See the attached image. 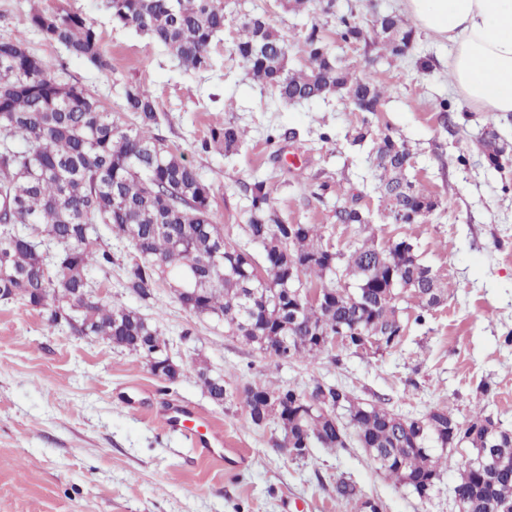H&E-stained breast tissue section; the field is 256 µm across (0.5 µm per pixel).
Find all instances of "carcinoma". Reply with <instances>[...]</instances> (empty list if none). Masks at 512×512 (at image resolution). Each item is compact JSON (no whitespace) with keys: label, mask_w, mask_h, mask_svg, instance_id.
Returning <instances> with one entry per match:
<instances>
[{"label":"carcinoma","mask_w":512,"mask_h":512,"mask_svg":"<svg viewBox=\"0 0 512 512\" xmlns=\"http://www.w3.org/2000/svg\"><path fill=\"white\" fill-rule=\"evenodd\" d=\"M106 9L114 26L149 36L185 70L212 69L210 45L224 31V0H106ZM337 22L343 42L379 43L396 60L407 55L415 39L414 29L394 13L378 15L369 27L352 10ZM29 24L97 71H111L94 23L82 15L35 9ZM304 46L308 69H289L285 37L263 17L245 13L232 51L250 78L282 103L341 92L358 112L379 109L382 90L371 74L343 67L317 26H311ZM124 101L134 116L128 125L115 120L90 89L61 81L22 38L0 39L1 300L19 299L32 307L43 296L46 305L39 311L47 315L49 329L66 325L77 336L101 338L129 352L141 353L145 341L173 345L138 310L97 294L98 274L118 261L112 244L104 241L107 233L130 250L122 287L131 295L146 302L164 282L181 308L223 324L283 362L313 363L333 350L337 338L342 347L365 352L357 337H338L354 326L371 335L369 347L396 349L406 333L399 303L413 302L414 323L422 325L442 302L445 289L410 252L409 237L384 249L368 236L349 252H336L323 244L318 225L290 228L262 181L249 187L245 228L247 240L263 248L256 258L212 223V186L178 149L153 133L159 116L150 91L128 85ZM244 139V131L229 121L210 129L202 149L217 146L232 153ZM479 144L489 165L502 166L504 139L497 130L484 131ZM371 159L391 223H425L438 202L408 176L407 145L382 132L373 140ZM336 222L372 225L369 213L355 207L336 211ZM291 269L303 289L319 293L318 300L302 303L296 320L288 288ZM189 278L206 285L178 292L176 285ZM198 378L213 402L231 400L224 376L201 368ZM241 404L256 425L271 420L288 426L281 442L290 448L346 449L350 426L357 442L373 449L378 469L419 498L431 495L442 469L455 467L458 512H512V430L499 426L488 442L494 420L481 409L467 421L446 407L403 417L359 401L344 386L318 380L308 389L252 382L243 388ZM338 408L346 413L345 427L336 421ZM450 439L468 445L474 457L455 459ZM483 454L495 458V467L481 465ZM336 493L354 505V512H364V495L356 485L341 481Z\"/></svg>","instance_id":"cac0c4a2"}]
</instances>
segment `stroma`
<instances>
[{
    "instance_id": "35a3bbf8",
    "label": "stroma",
    "mask_w": 512,
    "mask_h": 512,
    "mask_svg": "<svg viewBox=\"0 0 512 512\" xmlns=\"http://www.w3.org/2000/svg\"><path fill=\"white\" fill-rule=\"evenodd\" d=\"M224 30L214 39L212 70L186 71L150 38L113 26L105 0H0V39L22 36L25 45L62 81L86 86L119 122H131L124 90L137 84L153 95L160 120L156 136L175 146L213 185L214 224L241 235L250 216L245 188L265 182L280 216L291 224H316L323 242L344 249L357 226L337 223V208L357 206L373 217L380 247L409 236L420 261L448 290V298L424 325L406 305L408 331L394 351L357 355L336 347L334 357L309 364H280L223 326L182 309L168 287L152 300L121 288L119 273L101 281V295L139 311L175 340L172 355L183 373L173 382L155 377L146 360L67 327L48 331L39 310L0 301V512H350L337 480L354 483L382 512H457L456 473L444 471L431 497L422 499L386 477L358 443L347 449L312 448L295 460L276 443V424H252L238 400L218 405L204 392L198 367L223 374L230 389L253 381L311 386L319 380L350 387L372 403L419 417L450 406L459 419L483 404L502 428L512 429V163L495 169L477 145L483 128L495 126L512 142V114L467 105L448 74V43L417 29L403 60L382 59L377 44H347L337 17L355 10L364 25L375 14L402 13L400 0H335L331 13H296L286 0H228ZM75 12L96 26L112 69L97 72L30 27L31 10ZM259 14L286 35L288 66L309 61L303 39L310 26L341 63L371 70L387 92L378 112L354 111L341 94L300 105L277 101L247 76L233 54L241 15ZM447 112H439L440 101ZM246 130L238 152L202 149L213 126L225 121ZM372 134L391 130L412 150L411 177L438 199L427 223L405 229L385 223L369 144H351L352 127ZM293 139L267 142L276 129ZM332 139L322 142L320 129ZM340 184L344 195H317L321 183ZM192 340L176 341L182 331ZM490 393L477 395L480 384ZM190 406L239 449L242 466L199 456L184 438L164 431L155 412L168 403Z\"/></svg>"
}]
</instances>
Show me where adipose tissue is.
<instances>
[{
	"label": "adipose tissue",
	"mask_w": 512,
	"mask_h": 512,
	"mask_svg": "<svg viewBox=\"0 0 512 512\" xmlns=\"http://www.w3.org/2000/svg\"><path fill=\"white\" fill-rule=\"evenodd\" d=\"M428 32L446 39L448 71L469 104L512 114V0H402Z\"/></svg>",
	"instance_id": "ef3b65f1"
}]
</instances>
